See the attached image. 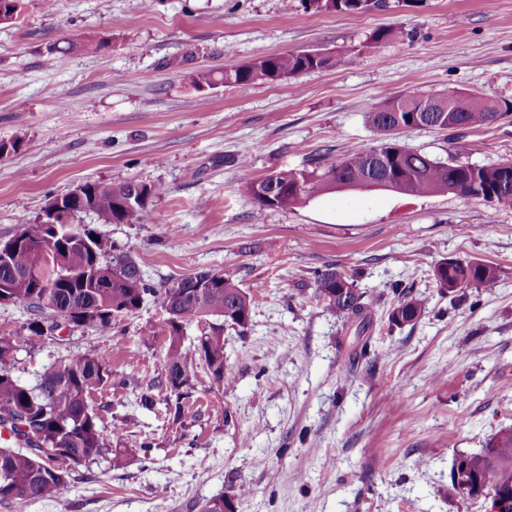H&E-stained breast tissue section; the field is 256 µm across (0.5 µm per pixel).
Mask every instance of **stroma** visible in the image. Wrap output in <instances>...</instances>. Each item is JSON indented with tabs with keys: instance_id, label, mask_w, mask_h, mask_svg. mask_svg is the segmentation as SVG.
I'll list each match as a JSON object with an SVG mask.
<instances>
[{
	"instance_id": "35a3bbf8",
	"label": "stroma",
	"mask_w": 512,
	"mask_h": 512,
	"mask_svg": "<svg viewBox=\"0 0 512 512\" xmlns=\"http://www.w3.org/2000/svg\"><path fill=\"white\" fill-rule=\"evenodd\" d=\"M0 26V239L78 184L135 179L160 186L137 224H74L131 255L162 286L220 269L252 295L247 328L224 330V379L197 370L185 400L157 387L167 340L148 302L109 332L60 322L36 347L17 345L13 373L32 386L74 353L104 351L112 382L89 405L111 456L76 469L63 499L26 512H199L250 493L237 512H486L453 489L454 459L512 430V209L453 194L342 190L268 209L253 177L334 162L380 144L367 121L383 97L462 91L512 102V0H418L364 15L312 14L283 0H23ZM403 36L365 49L377 28ZM111 38L90 55L81 43ZM65 52L47 56L50 43ZM306 48L343 61L277 83L195 88L221 71ZM408 148L478 166L512 161V116L484 128L417 130ZM450 258L496 266L489 291L442 292ZM328 267L369 304L365 326L315 295ZM427 301L412 326L390 324L399 294Z\"/></svg>"
}]
</instances>
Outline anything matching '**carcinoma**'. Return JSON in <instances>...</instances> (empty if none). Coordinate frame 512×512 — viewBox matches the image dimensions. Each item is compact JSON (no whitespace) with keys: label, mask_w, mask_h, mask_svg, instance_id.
Instances as JSON below:
<instances>
[{"label":"carcinoma","mask_w":512,"mask_h":512,"mask_svg":"<svg viewBox=\"0 0 512 512\" xmlns=\"http://www.w3.org/2000/svg\"><path fill=\"white\" fill-rule=\"evenodd\" d=\"M306 11L363 15L387 6V0H301ZM22 0H0V24L19 18ZM396 27L375 30L365 47L398 39ZM346 51L325 56L309 50L289 51L224 69L220 78L209 71L192 75L196 87L219 80L226 86L245 88L255 76L279 82L341 60ZM444 108L430 111L434 99ZM512 113V103L477 93L448 92L421 95L400 91L386 96L368 113L369 123L385 139L369 150L355 149L327 167L311 171L279 170L262 178L245 177L248 196L262 208H295L332 191L335 181L356 184L368 178L369 157L381 163L376 175L404 184V194L428 196L448 192L485 201L496 208H512V162L491 166L431 158L400 146L396 138L419 129H448V123L463 129L491 125ZM155 185L127 181L118 185L86 182L82 196L55 217L18 221L27 242L7 255H0V304L21 302L35 315L29 334L17 340L31 347L44 338L42 324L65 318L97 331L112 328V319L135 314L151 297L165 310L167 350L162 358L159 384L170 391L186 393L195 370L202 368L215 380H224V325L244 328L251 317L250 294L222 270L206 269L158 288L147 283L137 262L128 255L106 259L107 242L95 232L75 229L70 218L94 214L100 224H136L149 211ZM434 278L450 293L459 288L488 290L497 279L496 267L479 260L450 259L437 264ZM316 296L336 315L353 321L367 311L364 293L353 280L329 267L316 274ZM427 309L423 299L403 295L392 306L388 319L395 326L416 324ZM206 319L209 330L185 344L187 326ZM13 339L0 337V428L19 438L17 447L0 446V501L21 510L36 499L64 497L71 484L73 467L93 462L112 449L88 404L89 395L110 382V356L71 355L45 372L29 387L12 374ZM25 419L29 430L12 423ZM500 451L485 448L455 459L451 481L467 495L484 489L503 494L498 512H512V431L498 435Z\"/></svg>","instance_id":"carcinoma-1"}]
</instances>
